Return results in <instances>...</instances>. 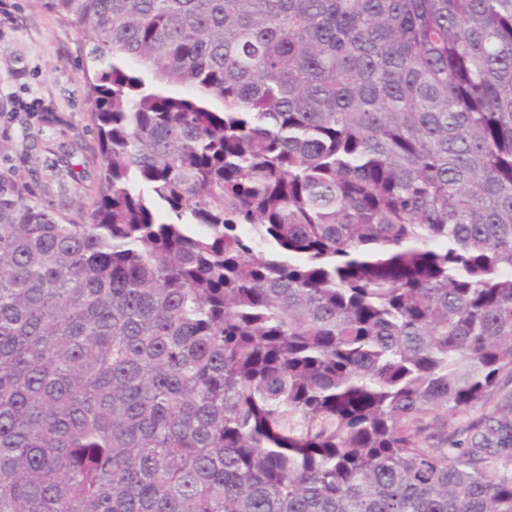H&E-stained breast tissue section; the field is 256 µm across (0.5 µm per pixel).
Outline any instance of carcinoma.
<instances>
[{"mask_svg":"<svg viewBox=\"0 0 512 512\" xmlns=\"http://www.w3.org/2000/svg\"><path fill=\"white\" fill-rule=\"evenodd\" d=\"M101 175L0 171V512H512V0H37ZM512 393V375L509 373H502L499 375L497 385L487 405L477 404L473 407L460 410L448 411L442 419L434 422L432 427L428 430L427 435L429 440L434 444H448L445 448H451L452 440L464 439V436H458V432L469 426L477 424L485 415L493 410V406L501 400V398Z\"/></svg>","mask_w":512,"mask_h":512,"instance_id":"1","label":"carcinoma"}]
</instances>
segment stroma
<instances>
[{
	"mask_svg": "<svg viewBox=\"0 0 512 512\" xmlns=\"http://www.w3.org/2000/svg\"><path fill=\"white\" fill-rule=\"evenodd\" d=\"M0 17V169L37 184L47 204L90 202L99 177L95 133L87 119L86 77L91 67L77 30L41 9L36 0H9ZM58 123L43 121L45 113ZM512 393V374L499 375L490 404L448 412L429 440L444 444L477 424L494 402Z\"/></svg>",
	"mask_w": 512,
	"mask_h": 512,
	"instance_id": "1",
	"label": "stroma"
}]
</instances>
